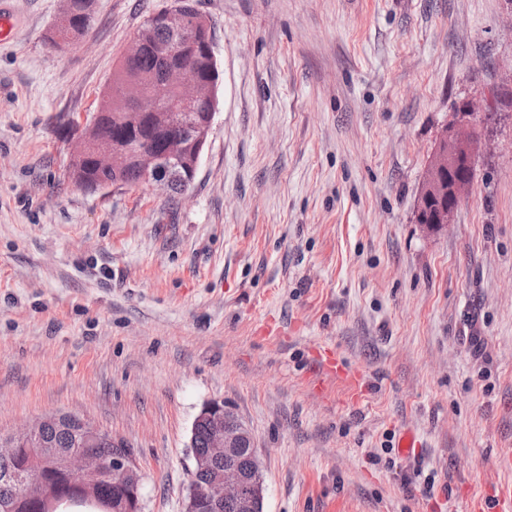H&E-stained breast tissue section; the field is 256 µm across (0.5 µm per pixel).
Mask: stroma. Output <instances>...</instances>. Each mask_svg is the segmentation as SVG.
I'll list each match as a JSON object with an SVG mask.
<instances>
[{"label": "stroma", "mask_w": 512, "mask_h": 512, "mask_svg": "<svg viewBox=\"0 0 512 512\" xmlns=\"http://www.w3.org/2000/svg\"><path fill=\"white\" fill-rule=\"evenodd\" d=\"M217 108L177 200L69 176L125 48L173 0H11L0 43V433L54 412L133 453L144 512H183L192 423L235 409L264 512H468L512 484V7L505 0H197ZM472 97L484 145L447 231L415 204ZM329 347L365 379L314 388ZM419 453L397 450L403 430ZM76 13L74 0H66L64 9L55 24L54 37L51 42L53 48H61L63 45L73 44L87 33V27L77 29L73 26V19Z\"/></svg>", "instance_id": "stroma-1"}]
</instances>
